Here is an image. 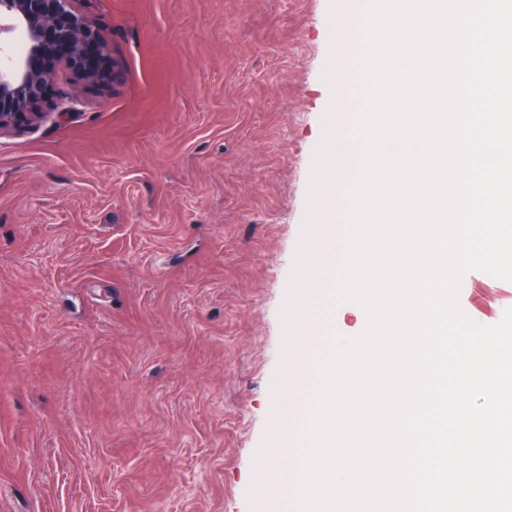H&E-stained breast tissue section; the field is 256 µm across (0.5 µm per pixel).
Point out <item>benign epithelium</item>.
Returning <instances> with one entry per match:
<instances>
[{
    "instance_id": "benign-epithelium-1",
    "label": "benign epithelium",
    "mask_w": 512,
    "mask_h": 512,
    "mask_svg": "<svg viewBox=\"0 0 512 512\" xmlns=\"http://www.w3.org/2000/svg\"><path fill=\"white\" fill-rule=\"evenodd\" d=\"M76 0H0V49L15 31L25 34L26 52L0 68V133L40 119L38 111L52 72L46 62L59 60L91 82L104 78L90 50L105 49L103 32L74 6Z\"/></svg>"
}]
</instances>
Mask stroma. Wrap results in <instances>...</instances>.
I'll return each mask as SVG.
<instances>
[{
  "mask_svg": "<svg viewBox=\"0 0 512 512\" xmlns=\"http://www.w3.org/2000/svg\"><path fill=\"white\" fill-rule=\"evenodd\" d=\"M362 6L78 0L115 80L53 62L50 114L0 135V512H260L254 450L295 471L314 356L366 325L310 303L288 375L331 23ZM459 304L494 324L512 282L468 271Z\"/></svg>",
  "mask_w": 512,
  "mask_h": 512,
  "instance_id": "stroma-1",
  "label": "stroma"
}]
</instances>
